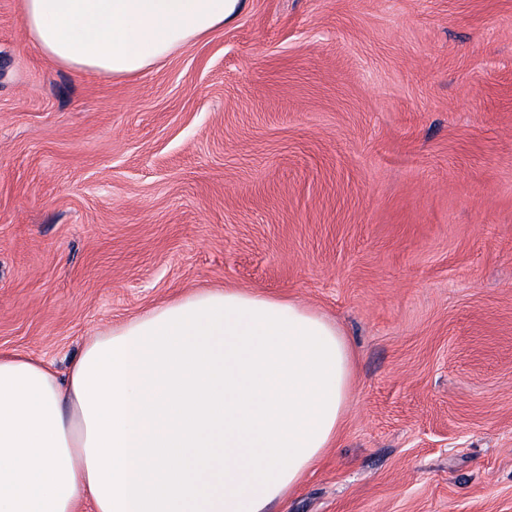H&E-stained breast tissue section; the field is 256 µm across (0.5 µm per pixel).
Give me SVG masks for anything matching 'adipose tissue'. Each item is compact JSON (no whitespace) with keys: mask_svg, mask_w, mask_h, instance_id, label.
<instances>
[{"mask_svg":"<svg viewBox=\"0 0 512 512\" xmlns=\"http://www.w3.org/2000/svg\"><path fill=\"white\" fill-rule=\"evenodd\" d=\"M242 0H19L28 43L132 76ZM353 348L324 316L193 292L88 340L66 379L0 351V512H269L336 440Z\"/></svg>","mask_w":512,"mask_h":512,"instance_id":"ef3b65f1","label":"adipose tissue"}]
</instances>
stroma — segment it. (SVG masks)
Here are the masks:
<instances>
[{
  "instance_id": "obj_1",
  "label": "stroma",
  "mask_w": 512,
  "mask_h": 512,
  "mask_svg": "<svg viewBox=\"0 0 512 512\" xmlns=\"http://www.w3.org/2000/svg\"><path fill=\"white\" fill-rule=\"evenodd\" d=\"M214 288L355 351L272 512H512V0H245L132 77L53 63L0 0V351L63 376Z\"/></svg>"
}]
</instances>
